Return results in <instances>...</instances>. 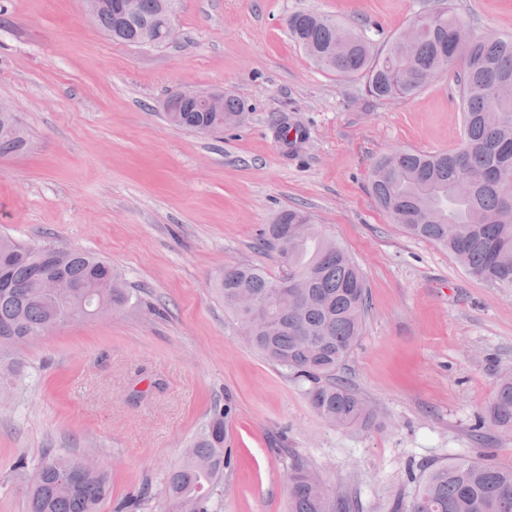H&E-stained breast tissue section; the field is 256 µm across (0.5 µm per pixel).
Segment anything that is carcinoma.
<instances>
[{
  "label": "carcinoma",
  "mask_w": 512,
  "mask_h": 512,
  "mask_svg": "<svg viewBox=\"0 0 512 512\" xmlns=\"http://www.w3.org/2000/svg\"><path fill=\"white\" fill-rule=\"evenodd\" d=\"M112 0H99L91 19L112 39L136 45L142 29L159 34L170 19L157 0H144L137 22L117 23ZM417 38L407 60L400 37L381 51L363 36L326 16L298 11L288 16V32L320 69L338 77L364 79L366 92L380 100L409 99L439 74L457 75L464 137L453 151L421 153L401 150L373 163L371 191L379 206L411 237L446 249L474 277L512 288V37L483 36L460 43L455 32L462 22L449 11L425 13L413 19ZM233 96L224 111L201 112L193 93L171 94L163 102L167 120L196 131L209 126L221 131L242 124L247 113ZM28 145L17 117L0 116V156ZM263 242L283 265L269 277L263 270L235 265L222 272L217 288L228 311L251 336V348L308 382L313 409L328 424L368 426L374 414L336 373L362 335L368 306L367 284L358 261L336 240L312 224L305 212L282 210L267 225ZM53 257L48 272L67 279L65 296H44L34 278L36 248L0 236V386L14 374L15 347L46 335L79 316H97L96 307L120 312L131 306L133 291L112 263L93 253L49 245ZM303 280L305 295L292 299L282 293L285 281ZM250 292L264 306V320L238 304V293ZM234 407L227 400L217 408L189 445L182 464L166 477L169 512H180L192 501L197 512H212V500L231 466L226 450L228 424ZM489 422L512 430V373L497 382ZM76 458L49 455L38 466L25 495V512H100L112 494L109 473L102 467L84 474L71 488H57L61 476L73 470ZM289 512H341V500L325 490L303 462L291 465ZM512 467L477 459L433 464L418 479L406 512H512Z\"/></svg>",
  "instance_id": "1"
}]
</instances>
